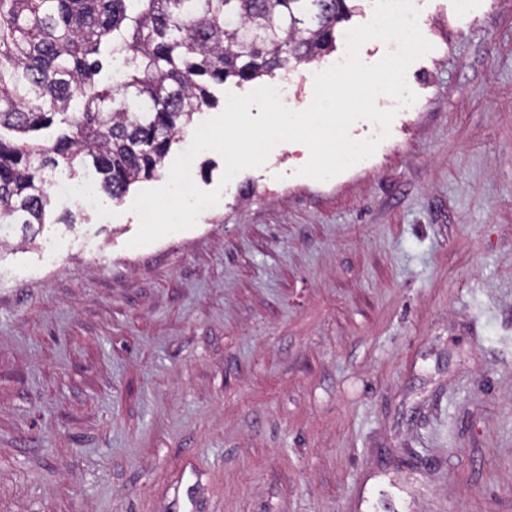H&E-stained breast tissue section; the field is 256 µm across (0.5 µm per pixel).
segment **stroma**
I'll list each match as a JSON object with an SVG mask.
<instances>
[{
  "label": "stroma",
  "mask_w": 512,
  "mask_h": 512,
  "mask_svg": "<svg viewBox=\"0 0 512 512\" xmlns=\"http://www.w3.org/2000/svg\"><path fill=\"white\" fill-rule=\"evenodd\" d=\"M417 3L418 99L366 163L279 144L129 247L162 170L0 251V512H165L188 458L199 512H512V0Z\"/></svg>",
  "instance_id": "stroma-1"
}]
</instances>
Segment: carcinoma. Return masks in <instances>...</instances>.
Segmentation results:
<instances>
[{"label": "carcinoma", "mask_w": 512, "mask_h": 512, "mask_svg": "<svg viewBox=\"0 0 512 512\" xmlns=\"http://www.w3.org/2000/svg\"><path fill=\"white\" fill-rule=\"evenodd\" d=\"M349 0H0V229L31 241L46 185L81 166L120 203L214 105L213 83L308 63L336 43ZM112 50L115 82L100 86ZM82 109L69 113L71 102ZM66 125L51 141L38 133Z\"/></svg>", "instance_id": "cac0c4a2"}]
</instances>
